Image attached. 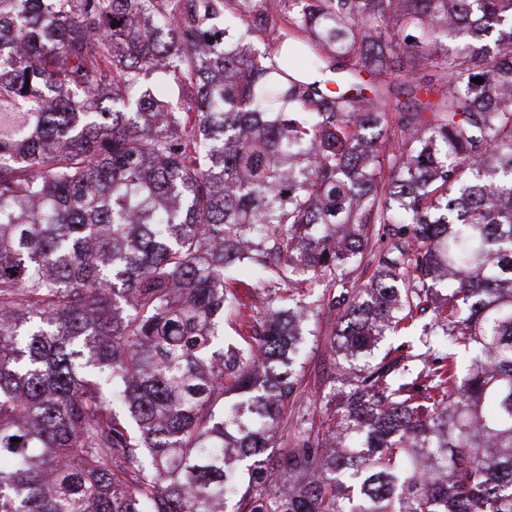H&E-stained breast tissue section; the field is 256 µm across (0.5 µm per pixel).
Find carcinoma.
<instances>
[{"mask_svg":"<svg viewBox=\"0 0 512 512\" xmlns=\"http://www.w3.org/2000/svg\"><path fill=\"white\" fill-rule=\"evenodd\" d=\"M3 457L0 512H512V0H0ZM231 276L234 280L228 281L229 284L233 286V288L237 287L238 292L244 295V289L248 287L247 289L252 293V299H249L246 296L245 300L252 302V304L256 305L258 309L266 307L270 297L273 296L269 295V292L266 290L269 285L267 283L271 282L272 286H276V289L278 288V285L275 284L274 281L275 278L272 276L271 272H267L264 269L244 268L234 271ZM237 280L244 282L246 285L238 282ZM422 325L423 323H415L412 327L407 330H403L396 336H388L381 344V354L388 348L401 347L399 353H406L409 351V347L417 349L419 343V337L422 336ZM327 354L323 336L309 337L303 356L305 379L300 386V402L310 412L306 417H313L316 423L331 414L348 390L336 383L335 397V391L328 383L334 375V368Z\"/></svg>","mask_w":512,"mask_h":512,"instance_id":"1","label":"carcinoma"}]
</instances>
